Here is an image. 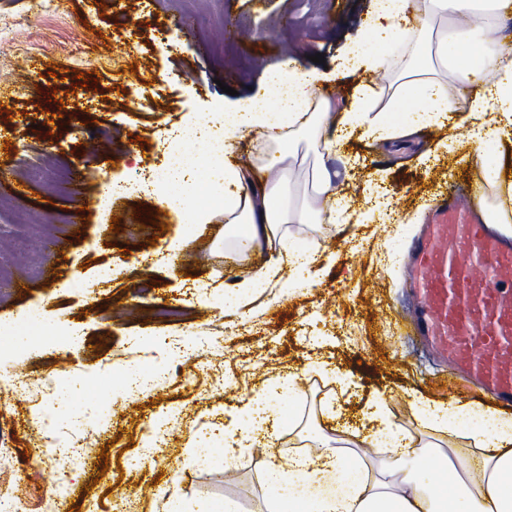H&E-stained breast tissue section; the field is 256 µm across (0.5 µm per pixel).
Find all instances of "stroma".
<instances>
[{
    "mask_svg": "<svg viewBox=\"0 0 512 512\" xmlns=\"http://www.w3.org/2000/svg\"><path fill=\"white\" fill-rule=\"evenodd\" d=\"M30 3L0 0V82L9 85L0 96V321L36 307L52 333L0 335V377L28 382L0 392L9 448L0 495L18 496L22 512H165L174 488L184 512L227 499L241 512H265L270 459L315 454L337 426L373 434L366 405L375 394L385 395L393 423L430 441L417 398L483 402L477 384L414 352L400 313L410 244L430 221L431 200L446 183L475 182L485 206L499 205L491 179L512 177L507 139L471 142L455 118L388 142L358 127L329 156L320 141L300 138L284 203L319 207L311 174L322 157L349 212L332 224L281 225L277 242L247 250L226 235L220 209L192 224L144 193L99 208L103 182L177 161L208 169L209 140L173 145L168 130L202 116L220 129L224 113L266 92L287 56L324 54L332 99L347 106L366 76L343 61L374 52L357 32L378 20L380 0H53L38 12ZM80 74L87 86L77 85ZM174 240V264L143 263ZM286 242L319 254L315 273L283 267L280 282L248 306L226 307L225 291ZM73 324L85 335L67 347ZM160 337L202 338L212 349L189 357L157 345ZM124 366L170 377L129 399ZM291 372L302 379L301 398L271 396L272 382ZM256 397L277 413L276 447L227 452L225 413ZM169 408L177 415L163 441L145 449L148 421ZM36 409L54 428L53 448L31 457ZM189 443L198 446L191 465ZM58 444L76 446L78 458L55 452Z\"/></svg>",
    "mask_w": 512,
    "mask_h": 512,
    "instance_id": "stroma-1",
    "label": "stroma"
}]
</instances>
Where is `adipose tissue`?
I'll use <instances>...</instances> for the list:
<instances>
[{"instance_id": "obj_1", "label": "adipose tissue", "mask_w": 512, "mask_h": 512, "mask_svg": "<svg viewBox=\"0 0 512 512\" xmlns=\"http://www.w3.org/2000/svg\"><path fill=\"white\" fill-rule=\"evenodd\" d=\"M387 25L374 24L365 35L377 43L401 45L409 60L396 80L395 99L403 111L424 101L427 123L440 117L466 113L471 137L483 141L496 134L487 114L501 116L512 127V44H490L485 28L497 21L502 0H382ZM446 77H439V70ZM320 76L296 58L281 62L268 76L266 95L247 99L237 110L225 113L219 135L196 122L178 129L179 137L215 141L220 162L205 176L174 166L156 180L157 195L173 208L188 207L194 224L208 223L212 205L195 203L197 188H204L225 215L244 227L245 244L272 240L278 225L297 222L322 224L336 219L344 200L336 180L324 163L312 171V184L326 207L292 212L277 202L279 191L253 183L247 169L230 163L229 139L252 135L272 151L265 163L285 169L290 143L302 133L321 140L333 151L337 140L327 134L331 122L342 127L366 124L369 137L395 139L398 132L388 121L369 119L374 96L371 85H362L341 117L335 104L319 86ZM469 85V99L450 94L449 84ZM429 425L453 432L462 420L473 426L472 448L445 447L394 427L385 410L384 396L373 398L367 414L378 422L391 444L388 455L363 464L353 462L349 449L373 446L372 437L337 430L322 436L317 458L295 457L288 464L270 465L264 483L270 492L268 512H512V415L493 412L474 404L445 405L421 400ZM251 418L225 414L226 447L249 448L255 440L275 445L273 435L252 427L256 418L272 419L273 409L258 401L246 405Z\"/></svg>"}]
</instances>
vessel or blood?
<instances>
[{"label": "vessel or blood", "mask_w": 512, "mask_h": 512, "mask_svg": "<svg viewBox=\"0 0 512 512\" xmlns=\"http://www.w3.org/2000/svg\"><path fill=\"white\" fill-rule=\"evenodd\" d=\"M479 188L432 202L434 222L413 243L416 309L410 334L512 406V246L475 216Z\"/></svg>", "instance_id": "obj_1"}]
</instances>
